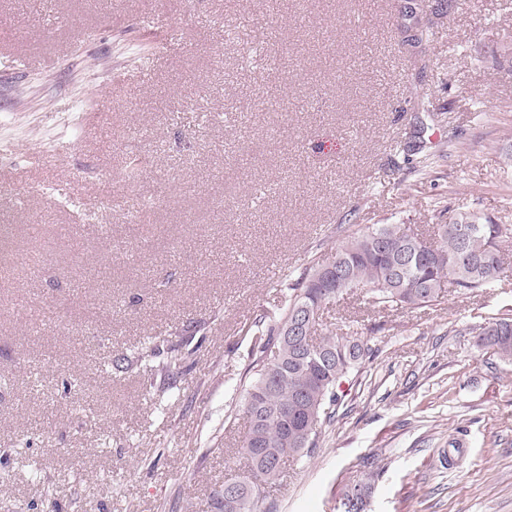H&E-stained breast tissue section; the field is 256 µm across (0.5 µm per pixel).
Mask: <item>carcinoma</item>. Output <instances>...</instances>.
Listing matches in <instances>:
<instances>
[{
	"label": "carcinoma",
	"instance_id": "1",
	"mask_svg": "<svg viewBox=\"0 0 512 512\" xmlns=\"http://www.w3.org/2000/svg\"><path fill=\"white\" fill-rule=\"evenodd\" d=\"M472 232L459 237L453 225L439 227V241L427 242L405 224H341L343 241L325 260H312L288 278L283 307L273 317L262 313L248 331L250 352L240 447L249 461V488L224 496L214 493L219 512H271L270 489L281 479L283 464L310 456L322 429L336 419L338 390L359 373L373 354L363 332L341 334L322 329V314L340 296L357 297L373 308L418 309L434 305L445 288L479 291L512 276V263L499 255V243L512 238V227L482 224L459 216ZM476 346L512 362V317L479 328ZM155 346L137 348L136 360L147 375L170 377L185 372L173 352L154 364Z\"/></svg>",
	"mask_w": 512,
	"mask_h": 512
}]
</instances>
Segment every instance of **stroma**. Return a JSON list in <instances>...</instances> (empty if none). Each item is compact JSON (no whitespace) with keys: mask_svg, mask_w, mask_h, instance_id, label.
Returning <instances> with one entry per match:
<instances>
[{"mask_svg":"<svg viewBox=\"0 0 512 512\" xmlns=\"http://www.w3.org/2000/svg\"><path fill=\"white\" fill-rule=\"evenodd\" d=\"M397 3L0 0V192L30 226L0 269V512H214L249 471L227 420L247 328L338 225H512V0H426L415 62ZM448 127L417 172L406 147ZM505 317L512 279L420 310L330 306L373 355L276 512H343L365 473V512H512V365L474 334ZM150 337L191 367L162 403L161 378L111 366Z\"/></svg>","mask_w":512,"mask_h":512,"instance_id":"1","label":"stroma"}]
</instances>
